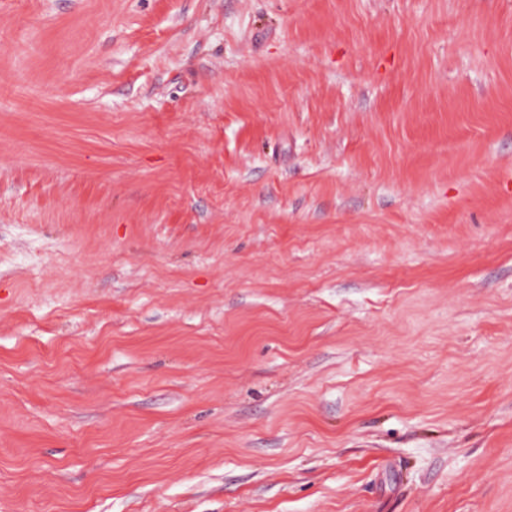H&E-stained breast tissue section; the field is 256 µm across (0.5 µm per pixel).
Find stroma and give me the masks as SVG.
I'll list each match as a JSON object with an SVG mask.
<instances>
[{
	"label": "stroma",
	"mask_w": 512,
	"mask_h": 512,
	"mask_svg": "<svg viewBox=\"0 0 512 512\" xmlns=\"http://www.w3.org/2000/svg\"><path fill=\"white\" fill-rule=\"evenodd\" d=\"M0 512H512V0H0Z\"/></svg>",
	"instance_id": "35a3bbf8"
}]
</instances>
